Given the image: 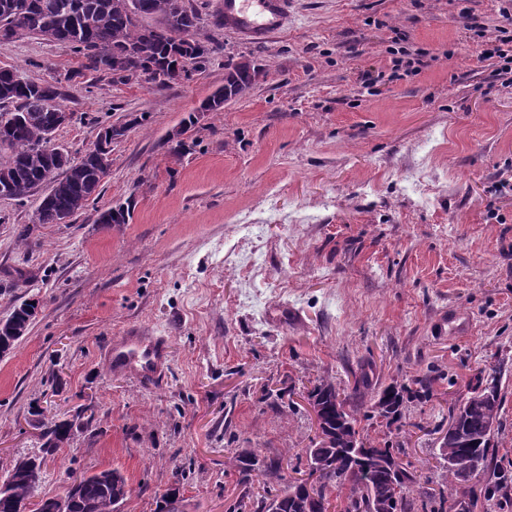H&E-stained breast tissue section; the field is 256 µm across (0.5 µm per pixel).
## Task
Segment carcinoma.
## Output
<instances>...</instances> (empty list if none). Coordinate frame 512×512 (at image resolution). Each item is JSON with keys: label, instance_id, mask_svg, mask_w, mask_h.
<instances>
[{"label": "carcinoma", "instance_id": "cac0c4a2", "mask_svg": "<svg viewBox=\"0 0 512 512\" xmlns=\"http://www.w3.org/2000/svg\"><path fill=\"white\" fill-rule=\"evenodd\" d=\"M190 37L177 47L170 34ZM35 37L57 42L84 58L85 67L96 73L126 80L135 68L152 64L155 77L167 86L175 56L184 59L180 79L190 77L195 60H205L209 49L200 32L199 10L193 0H0V38ZM259 70L249 62L225 65L224 88L207 99L202 108L218 112L243 96L256 83ZM60 96L48 81H23L10 68H0V197L21 199L37 187L48 186L47 198L37 211L43 224H61L83 210L99 195L112 158L86 150L73 164L63 153L48 161L40 151L53 122L49 105ZM502 368H492L477 377L469 395L460 403L452 421L456 424L443 439L439 456L448 473L447 492L439 499L420 498V512H464L463 470L475 474L492 471L496 486L507 483V474L493 467L492 439L499 429ZM420 389L399 390L393 385L377 392L372 412L391 425L402 417L405 403L431 396L430 383L419 380ZM321 440L306 450L310 475L316 484L304 481L288 486L274 498L253 500L254 512H328L334 490L348 488L343 512H398L415 476L396 455L395 448L372 445L360 429V409L353 396L336 384L324 382L310 394ZM70 425L62 423L47 432L43 452L49 454L68 439ZM43 459L17 460L9 474L6 495L0 494V512H20L36 482L29 476L41 469ZM243 476L255 468L278 479L279 462L257 459L244 452L233 460ZM129 494L126 478L116 470L84 476L64 495L41 501L36 512H56L63 501L70 512H114Z\"/></svg>", "mask_w": 512, "mask_h": 512}]
</instances>
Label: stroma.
Instances as JSON below:
<instances>
[{
    "label": "stroma",
    "mask_w": 512,
    "mask_h": 512,
    "mask_svg": "<svg viewBox=\"0 0 512 512\" xmlns=\"http://www.w3.org/2000/svg\"><path fill=\"white\" fill-rule=\"evenodd\" d=\"M194 3L210 53L169 86L90 72L59 43L0 41V67L57 82L73 120L54 142L71 159L100 128H127L101 194L68 223H34L38 195L0 199V317L40 302L0 357V482L41 454L34 504L115 469L121 512H159L172 487L178 512H233L244 491L308 479L310 392L330 379L369 411L366 373L373 389L432 381L401 422L361 423L400 449L414 502L442 490L440 442L496 364L493 452L512 474V88L471 56L461 16L495 35L499 0H292L265 42L215 25L221 0ZM397 33L434 61L392 78ZM243 60L257 84L200 111ZM121 204L129 223H99ZM132 328L170 338L162 385L109 367L108 341ZM62 421L69 438L43 454ZM242 450L281 459V479L242 478L228 465Z\"/></svg>",
    "instance_id": "obj_1"
}]
</instances>
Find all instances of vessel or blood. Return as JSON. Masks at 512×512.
<instances>
[{"label":"vessel or blood","instance_id":"vessel-or-blood-1","mask_svg":"<svg viewBox=\"0 0 512 512\" xmlns=\"http://www.w3.org/2000/svg\"><path fill=\"white\" fill-rule=\"evenodd\" d=\"M291 0H223L224 25L253 41H265L288 23ZM171 342L165 336L131 332L109 352L116 369H135L148 380L162 378L170 357Z\"/></svg>","mask_w":512,"mask_h":512}]
</instances>
